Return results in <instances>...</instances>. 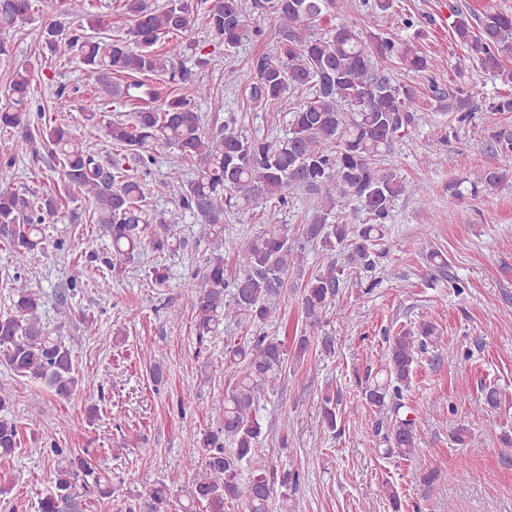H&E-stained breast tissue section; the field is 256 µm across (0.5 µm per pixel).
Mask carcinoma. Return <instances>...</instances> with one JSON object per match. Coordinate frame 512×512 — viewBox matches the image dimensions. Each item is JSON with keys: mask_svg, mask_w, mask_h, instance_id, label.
Masks as SVG:
<instances>
[{"mask_svg": "<svg viewBox=\"0 0 512 512\" xmlns=\"http://www.w3.org/2000/svg\"><path fill=\"white\" fill-rule=\"evenodd\" d=\"M39 0H0V60L9 57L18 26L35 12ZM86 0H62L56 19L42 27L46 49L59 57H75L97 74L102 92L87 96L80 105L86 121L106 111L107 98L142 101L127 121H114L107 135L117 150L105 159L78 141L65 125L31 126L29 101L31 72H14L0 104V139L4 147L24 142L41 147L58 158L61 175L71 187L92 201L95 223L110 241L104 264L120 274L140 258L145 237L160 254L174 255L182 243L174 228L191 215L208 226L210 256L201 283L185 295L199 337L222 323L246 329L238 343L224 344L222 361L233 373L224 392V422L190 436L197 455L177 462L193 472L185 486L188 504L182 512H224L225 504L245 499L247 512H294L287 489L298 484L300 472L279 467L263 443L266 432L257 416L261 395L275 392L292 362L305 358L310 347L324 356L335 353V337L321 336L323 317L336 296L345 270L330 262L323 272L302 284L301 304L306 328L288 353L285 341L268 333L286 298L288 277L300 273L308 248L326 257L349 250L351 264L372 270L388 253L382 248L385 224L404 182L381 161L396 142L416 126L428 122L420 94L444 111L457 114L458 122L475 118L473 89L462 84L444 89L430 82L425 91L399 82L383 66L389 58L414 72L429 68L427 56L410 42L365 31L354 23L325 25L345 8V0H167L154 7L149 0H123L131 24L126 36H89L71 27V18ZM366 16L383 17L393 0H362ZM450 28L464 58L506 85L512 70L504 57L512 53V13L490 11L474 19L461 8L449 7ZM202 14L210 35L232 52L265 35L254 25L255 13L272 21L277 47L273 53L251 58L246 71L224 68V84L242 85L254 107L273 105L297 94L284 138L247 135L227 122L217 131L204 128L198 103L213 97L214 88L198 82L191 94H173L157 102L145 93L142 76H168L185 80L171 52L154 46L166 37L185 35L193 19ZM512 112V95L498 96L481 110V121L492 131L491 150L497 163L486 169L480 183L488 191L512 178V129L500 125L501 115ZM174 150L175 160L160 177L147 179L163 150ZM195 178L186 183L184 168ZM181 189L179 205L161 215L149 208L151 198H165ZM312 196L313 213L300 236L270 225L235 243L240 273L233 282L224 278V214L271 206L283 209L292 191ZM356 203L366 222L348 224L336 216L338 207ZM58 211V200L39 196L14 184L0 182V238L11 251L20 274L10 288L16 296L12 311L0 314V364L15 375L41 384L51 396L70 397L77 379L73 375L72 349L63 336L42 318V294L21 272L45 252L43 225ZM448 341L436 325L423 320L389 340L385 363L367 379L363 406L390 415L392 429L385 454L403 460L416 452V418L409 416L405 397L419 356L433 348L447 349ZM339 398L329 389L321 394V424L337 428ZM20 445L16 422L7 415L0 397V458L11 457ZM248 481L241 482L242 472ZM90 491L111 496L108 482L82 456L66 459L54 468L51 489L38 502L37 512H82ZM169 489L163 483L151 489L148 499H134L126 512H170Z\"/></svg>", "mask_w": 512, "mask_h": 512, "instance_id": "carcinoma-1", "label": "carcinoma"}]
</instances>
